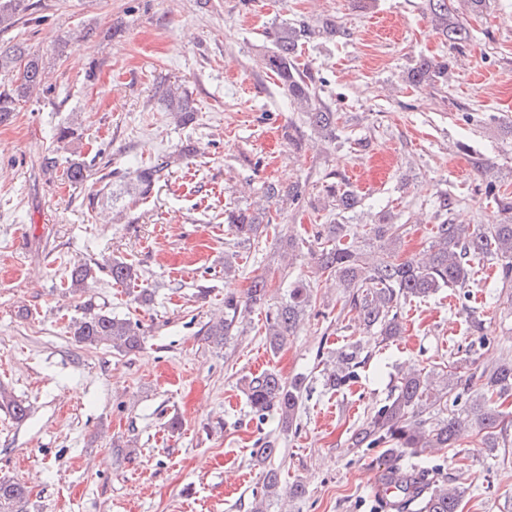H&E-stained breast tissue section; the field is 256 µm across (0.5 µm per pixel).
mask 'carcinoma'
Instances as JSON below:
<instances>
[{"label": "carcinoma", "instance_id": "obj_1", "mask_svg": "<svg viewBox=\"0 0 512 512\" xmlns=\"http://www.w3.org/2000/svg\"><path fill=\"white\" fill-rule=\"evenodd\" d=\"M34 10L31 0H0V72L12 79L0 85V124L6 122L17 104L35 94H47L48 72L43 58L19 42L7 38L28 12ZM427 10L433 27L446 41L461 47L471 39L470 28L461 20L457 0H427ZM316 36V28L305 21L284 24L273 32V48L264 55L265 68L273 72L288 95V99L305 114L309 126L327 141H336V113L328 106H316L317 81L307 62H300L305 44ZM405 81L414 87L448 83V60L444 58L418 59L405 74ZM153 98L174 113L176 122L188 125L195 121L196 109L189 95L161 79L154 84ZM162 168L143 165L132 179L134 197L149 196L160 180ZM92 175L83 162H71L65 169L66 179L72 184L85 182ZM266 205L235 209L226 212L224 222L231 232L243 241L262 236L275 223L278 212L272 209V200L293 204L303 197V187L292 184L286 188L269 184L265 187ZM452 201L441 196L435 225V240L426 257L398 261L394 251L401 239V225L390 224L382 218L371 224L363 235L353 225L336 221L327 224L317 235V250L313 251L317 269L336 277L345 288L344 305L356 312L357 319L367 330L384 340L401 335V309L412 300H424L443 288H466L470 282L473 262L492 259L500 262V286L512 288V219L499 224H450L446 215ZM358 206L355 192L340 183L325 186L323 209L339 216L352 212ZM379 243L386 253L372 261L365 257V246ZM112 282L130 285L138 280L134 267L114 260L106 266ZM96 273L87 263L70 270L71 288H81ZM267 284L264 278L253 280L246 299L232 292L224 294V314L208 322L204 336L216 345L224 344L230 336L241 333L246 315L265 306ZM313 294L306 280H295L288 289V300L267 317V342L277 352L286 337L292 335L306 310L312 306ZM70 333L76 342L89 346L106 344L121 353L141 348L143 336L137 324L103 310L88 307L74 320ZM369 358V352L359 342L346 345L336 354V362L323 369L321 385L326 390L349 388L359 377V370ZM443 387H432L435 371L413 369L400 374L393 392L384 404L372 410L365 423L357 428L351 443L356 448H385L390 456V472L397 481L400 504L395 512H459L466 488L436 484L432 470L425 467L406 468L401 461L421 455L428 448H459L464 439L475 434L489 448L497 445L495 429L502 422L499 407L512 397V360H503L482 371L483 392L477 397L467 395L462 366L452 361L440 368ZM311 391L304 376L285 380L278 372L267 369L253 376L245 388L250 411L260 419L270 414L278 416L282 430L289 431L296 424L304 400ZM454 395L453 403L464 402V407L452 410L448 417L431 421L423 417L430 408ZM5 409L17 421L24 420L28 406L0 392V409ZM279 454L276 441L265 440L254 455L264 465L262 495L255 498L254 512H268L267 501L279 497L280 472L272 466ZM28 491L26 487L6 476H0V512H25Z\"/></svg>", "mask_w": 512, "mask_h": 512}]
</instances>
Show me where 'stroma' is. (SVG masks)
Here are the masks:
<instances>
[{
	"label": "stroma",
	"mask_w": 512,
	"mask_h": 512,
	"mask_svg": "<svg viewBox=\"0 0 512 512\" xmlns=\"http://www.w3.org/2000/svg\"><path fill=\"white\" fill-rule=\"evenodd\" d=\"M35 14L38 23L11 35L43 55L52 91L0 124V388L30 408L21 422L0 411V476L30 489L27 512H251L261 486L253 452L268 437L281 450L282 482L307 490L269 512H386L371 488L384 451L352 447L353 431L409 365L459 361L477 390L481 372L512 349V294L484 259L466 302L444 288L404 306L399 338L367 334L343 311L334 278L315 270L314 235L334 219L318 204L326 184L346 183L360 200L354 223L385 215L402 225V260L431 246L441 195L453 200V223L505 220L484 187L493 180L512 194V0L469 17L460 51L436 33L425 0H40ZM324 18L338 34L314 38L303 59L320 80L319 103L340 116L332 143L263 64L275 27ZM422 55L447 56L446 85L404 84ZM162 77L191 96L194 124L177 125L152 100ZM62 125L73 138L58 141ZM186 144L197 155L178 158ZM48 156L55 167H45ZM71 161L91 164V178L70 184ZM144 164L163 168L147 199L132 200L122 183L103 192L104 169ZM296 181L304 200L265 236L229 234L226 209L251 207L265 183ZM288 234L300 240L291 262L277 243ZM114 260L137 269L150 305L103 270L69 287L74 265ZM259 275L266 311L297 278L309 282L316 304L294 335L270 352L266 311L256 310L224 346L205 340L225 292L245 296ZM89 304L139 322L142 350L75 342L69 325ZM475 318L490 340L483 348L471 343ZM356 340L373 352L358 382L338 393L318 386L319 363ZM264 368L314 381L297 429L251 414L244 385ZM503 408L502 447L471 437L416 459L467 487L462 512H512V398Z\"/></svg>",
	"instance_id": "1"
}]
</instances>
